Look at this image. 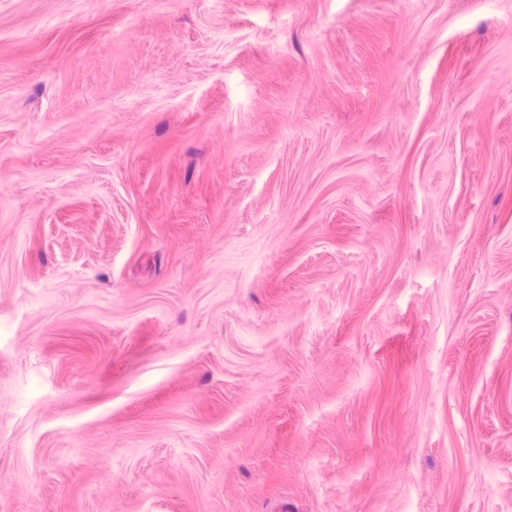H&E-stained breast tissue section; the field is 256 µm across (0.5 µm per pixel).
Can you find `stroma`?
I'll use <instances>...</instances> for the list:
<instances>
[{
  "mask_svg": "<svg viewBox=\"0 0 512 512\" xmlns=\"http://www.w3.org/2000/svg\"><path fill=\"white\" fill-rule=\"evenodd\" d=\"M0 512H512V0H0Z\"/></svg>",
  "mask_w": 512,
  "mask_h": 512,
  "instance_id": "35a3bbf8",
  "label": "stroma"
}]
</instances>
